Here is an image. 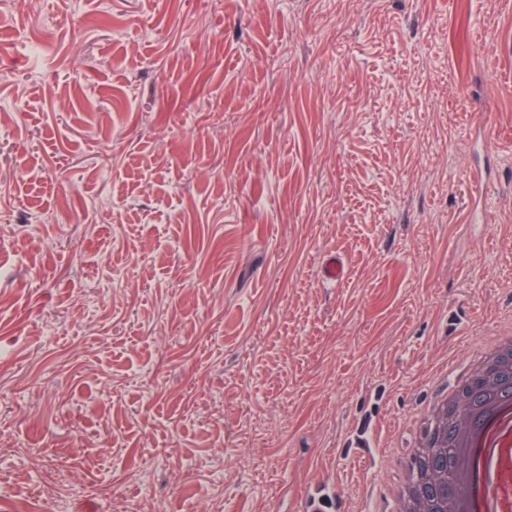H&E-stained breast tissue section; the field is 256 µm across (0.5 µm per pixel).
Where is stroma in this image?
<instances>
[{"mask_svg":"<svg viewBox=\"0 0 512 512\" xmlns=\"http://www.w3.org/2000/svg\"><path fill=\"white\" fill-rule=\"evenodd\" d=\"M487 8L0 0V512H391L512 318Z\"/></svg>","mask_w":512,"mask_h":512,"instance_id":"stroma-1","label":"stroma"}]
</instances>
